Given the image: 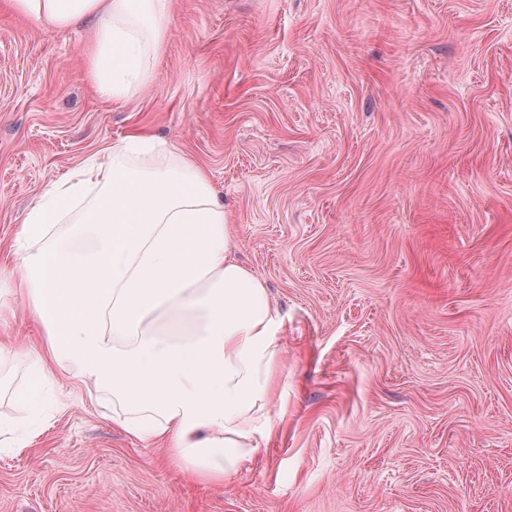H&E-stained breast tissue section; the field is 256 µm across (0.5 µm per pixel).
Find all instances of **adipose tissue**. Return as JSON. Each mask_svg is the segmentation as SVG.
I'll return each mask as SVG.
<instances>
[{
    "mask_svg": "<svg viewBox=\"0 0 512 512\" xmlns=\"http://www.w3.org/2000/svg\"><path fill=\"white\" fill-rule=\"evenodd\" d=\"M52 25L95 14L91 73L102 95L141 91L163 48L172 0H12ZM16 265L43 351L16 396L40 414L55 360L112 394V419L140 440L170 441L196 478L229 480L272 431L279 321L263 279L236 257L207 173L134 133L50 185L28 211Z\"/></svg>",
    "mask_w": 512,
    "mask_h": 512,
    "instance_id": "ef3b65f1",
    "label": "adipose tissue"
}]
</instances>
